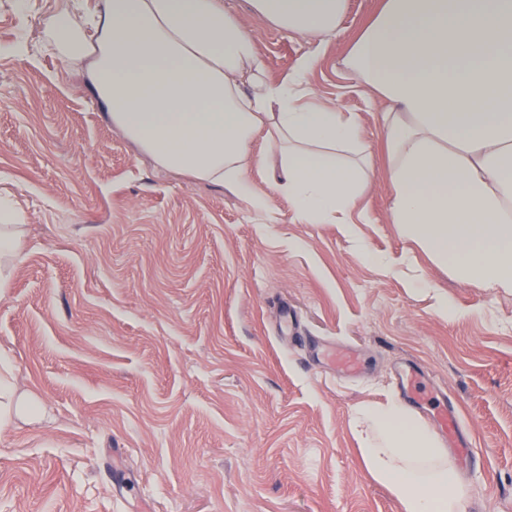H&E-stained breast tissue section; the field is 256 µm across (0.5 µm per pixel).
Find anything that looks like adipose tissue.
Returning <instances> with one entry per match:
<instances>
[{
  "mask_svg": "<svg viewBox=\"0 0 512 512\" xmlns=\"http://www.w3.org/2000/svg\"><path fill=\"white\" fill-rule=\"evenodd\" d=\"M292 35L331 37L347 0H248ZM44 51L81 65L112 125L162 170L221 183L265 210L245 167L274 139L278 187L301 224H342L365 190L370 147L352 113L311 101L315 58L271 80L231 0H81ZM344 65L382 100L390 214L460 281L512 291V0H383ZM38 407L0 351V426ZM367 473L402 512H463L466 491L430 426L394 398L354 408Z\"/></svg>",
  "mask_w": 512,
  "mask_h": 512,
  "instance_id": "obj_1",
  "label": "adipose tissue"
}]
</instances>
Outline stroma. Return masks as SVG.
Returning a JSON list of instances; mask_svg holds the SVG:
<instances>
[{
  "instance_id": "35a3bbf8",
  "label": "stroma",
  "mask_w": 512,
  "mask_h": 512,
  "mask_svg": "<svg viewBox=\"0 0 512 512\" xmlns=\"http://www.w3.org/2000/svg\"><path fill=\"white\" fill-rule=\"evenodd\" d=\"M70 2L0 0V222L27 240L0 348L40 401L0 427V512H401L363 469L350 414L400 395L407 361L456 406L467 512H512V292L455 279L390 219L384 105L343 65L382 0H348L319 47L240 8L270 79L318 49L316 100L362 128L372 174L346 227L294 221L261 138L248 179L266 212L156 168L82 69L16 53ZM283 301L302 341L277 333ZM321 342L366 374L319 367Z\"/></svg>"
}]
</instances>
